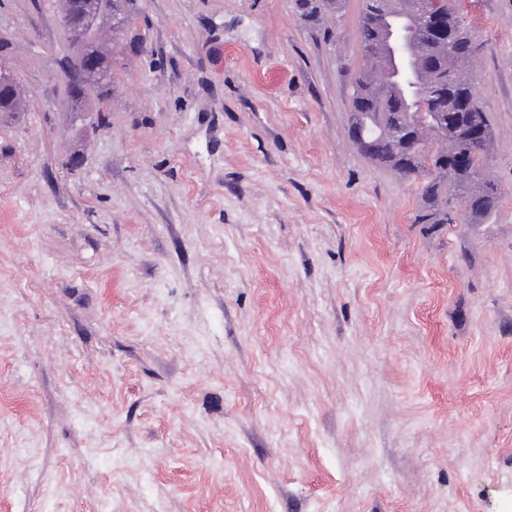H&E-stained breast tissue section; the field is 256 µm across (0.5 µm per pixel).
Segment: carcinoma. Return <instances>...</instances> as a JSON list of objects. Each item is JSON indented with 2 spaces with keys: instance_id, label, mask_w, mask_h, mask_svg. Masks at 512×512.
<instances>
[{
  "instance_id": "obj_1",
  "label": "carcinoma",
  "mask_w": 512,
  "mask_h": 512,
  "mask_svg": "<svg viewBox=\"0 0 512 512\" xmlns=\"http://www.w3.org/2000/svg\"><path fill=\"white\" fill-rule=\"evenodd\" d=\"M337 0H299L300 18L308 23L336 12ZM361 0L357 17L359 47L365 65L354 77L352 120L360 125L365 144L360 152L403 178H420L423 205L416 224H452L454 201H467L466 220L482 224L498 204L499 188L485 171L483 154L492 138L489 116L474 93L464 65L477 46L455 0H433L447 36L440 39L423 28L425 0ZM134 0H102V13L121 20ZM83 42L76 55L58 59L69 71L65 92L79 97L81 107L102 102L115 82L112 53H107L102 77L85 76L83 54L96 37L73 26Z\"/></svg>"
}]
</instances>
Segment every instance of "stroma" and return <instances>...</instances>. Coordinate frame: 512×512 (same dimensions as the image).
I'll use <instances>...</instances> for the list:
<instances>
[{
  "instance_id": "1",
  "label": "stroma",
  "mask_w": 512,
  "mask_h": 512,
  "mask_svg": "<svg viewBox=\"0 0 512 512\" xmlns=\"http://www.w3.org/2000/svg\"><path fill=\"white\" fill-rule=\"evenodd\" d=\"M111 103L0 0V512H512V0H456L499 185L417 224L353 146L360 0H136ZM300 18L308 23L322 20L328 14H336L337 0H298Z\"/></svg>"
}]
</instances>
